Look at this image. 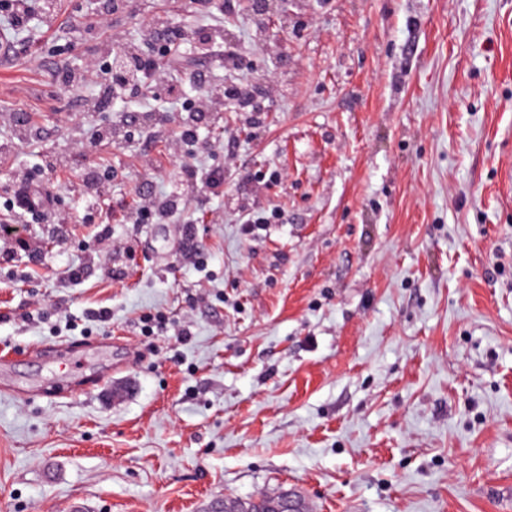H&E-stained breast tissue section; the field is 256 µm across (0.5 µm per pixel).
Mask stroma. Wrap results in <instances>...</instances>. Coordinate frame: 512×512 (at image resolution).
<instances>
[{"mask_svg":"<svg viewBox=\"0 0 512 512\" xmlns=\"http://www.w3.org/2000/svg\"><path fill=\"white\" fill-rule=\"evenodd\" d=\"M100 2L0 16V186L34 173L69 218L0 214V512L281 488L310 512H512V0H127L107 23ZM158 20L211 90L185 89L210 108L193 152L169 97L96 111L97 79L56 78L115 41L154 54ZM232 82L257 115L216 99ZM177 183L175 217L136 223ZM255 211L279 219L243 233ZM111 175L106 171L92 170L77 188V193L95 204L97 199L104 197L110 189Z\"/></svg>","mask_w":512,"mask_h":512,"instance_id":"35a3bbf8","label":"stroma"}]
</instances>
